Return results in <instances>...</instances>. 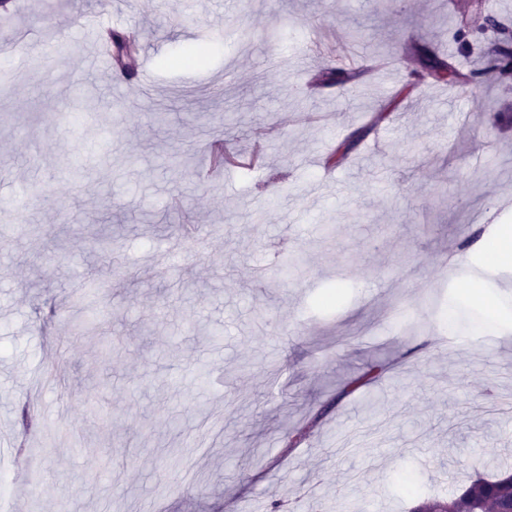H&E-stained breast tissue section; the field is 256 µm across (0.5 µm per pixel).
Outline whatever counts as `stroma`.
<instances>
[{
  "label": "stroma",
  "instance_id": "stroma-1",
  "mask_svg": "<svg viewBox=\"0 0 512 512\" xmlns=\"http://www.w3.org/2000/svg\"><path fill=\"white\" fill-rule=\"evenodd\" d=\"M93 17L138 32L131 71L94 67ZM498 17L472 10L464 42L512 48V0ZM449 23L448 0L0 11V42L64 43L0 54V512H410L512 466V263L476 246L512 226V72L433 79L412 57ZM260 130V166L213 175L211 140ZM377 360L381 385L342 395Z\"/></svg>",
  "mask_w": 512,
  "mask_h": 512
}]
</instances>
